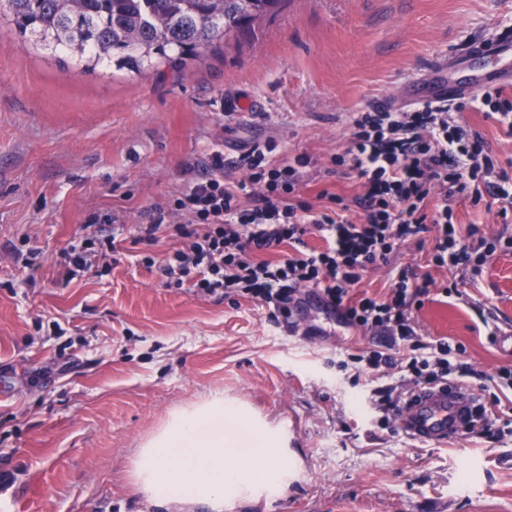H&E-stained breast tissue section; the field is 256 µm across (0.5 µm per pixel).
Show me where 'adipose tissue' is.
I'll return each instance as SVG.
<instances>
[{
	"label": "adipose tissue",
	"instance_id": "1",
	"mask_svg": "<svg viewBox=\"0 0 512 512\" xmlns=\"http://www.w3.org/2000/svg\"><path fill=\"white\" fill-rule=\"evenodd\" d=\"M130 478L136 493L170 512H233L259 497L272 503L288 488V437L215 391L168 412L136 449Z\"/></svg>",
	"mask_w": 512,
	"mask_h": 512
}]
</instances>
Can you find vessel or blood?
<instances>
[{"mask_svg":"<svg viewBox=\"0 0 512 512\" xmlns=\"http://www.w3.org/2000/svg\"><path fill=\"white\" fill-rule=\"evenodd\" d=\"M499 66L487 71H472L466 82L458 83L443 73L422 83L419 99L444 97L466 98L487 86L508 83L512 85V45L499 49ZM476 402L467 388L456 384H440L415 390L401 411L400 427L412 439L424 443H444L458 434L466 423L475 422Z\"/></svg>","mask_w":512,"mask_h":512,"instance_id":"b4317fda","label":"vessel or blood"}]
</instances>
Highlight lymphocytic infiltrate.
I'll list each match as a JSON object with an SVG mask.
<instances>
[{
  "instance_id": "1",
  "label": "lymphocytic infiltrate",
  "mask_w": 512,
  "mask_h": 512,
  "mask_svg": "<svg viewBox=\"0 0 512 512\" xmlns=\"http://www.w3.org/2000/svg\"><path fill=\"white\" fill-rule=\"evenodd\" d=\"M461 104L437 99L394 110L374 106L354 117L347 145L333 157L334 165H352L365 187L355 202L363 221L338 212L341 198L329 194V207L316 209L301 195V170L307 156L275 160L265 149L247 157V181L224 179V154L206 155V175L189 181L167 206L154 205L150 223L137 225L136 243L150 246L160 233L182 239L163 264L143 257L146 266H159L169 288L188 286L198 292L246 294L290 317L300 289H314L324 305L346 326L387 337L385 349H370L353 358L373 372L396 370L399 381L375 388L384 416L399 412L406 392L457 380L486 381L487 373L463 359L464 347L447 337L418 336L411 317L415 299L428 292L430 281H410L398 272L392 288L381 298L357 292L365 271L386 260L408 241L432 235V262L454 269L468 265V245L457 238L448 200L460 197L480 202L492 195L501 213L512 210V174L495 167L486 140L471 129L450 123ZM252 194V207L241 198ZM188 216L185 224L174 223ZM111 214L92 215L89 231L78 236L66 252L69 275L87 271L94 262L115 252L116 237L104 227ZM318 231L327 247L303 251L306 234ZM296 255L267 260V252L282 245ZM264 260H257V253Z\"/></svg>"
}]
</instances>
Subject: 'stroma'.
<instances>
[{
	"mask_svg": "<svg viewBox=\"0 0 512 512\" xmlns=\"http://www.w3.org/2000/svg\"><path fill=\"white\" fill-rule=\"evenodd\" d=\"M508 33L512 0H286L253 35L137 74L76 70L1 25L0 512H160L134 491L130 459L173 406L214 390L286 426L295 464L284 498L236 512H512V434L417 444L380 425L373 382L347 360L374 348L371 333L313 300L287 320L246 295L165 287L134 242L205 154L223 151L240 182L244 154L269 143L276 157H310L305 199L322 207L328 190L362 220L361 180L331 162L354 114L408 108L435 64L457 59L466 77L468 50ZM454 119L512 173L511 125L469 109ZM448 207L459 230L484 229L478 277L433 266L428 239L370 267L359 289L381 297L401 269L430 275L412 305L418 334L461 343L492 374L512 366L494 340L512 329V213ZM98 212L121 219L117 263L68 278L64 254ZM14 246L37 249L39 269L17 265Z\"/></svg>",
	"mask_w": 512,
	"mask_h": 512,
	"instance_id": "35a3bbf8",
	"label": "stroma"
}]
</instances>
